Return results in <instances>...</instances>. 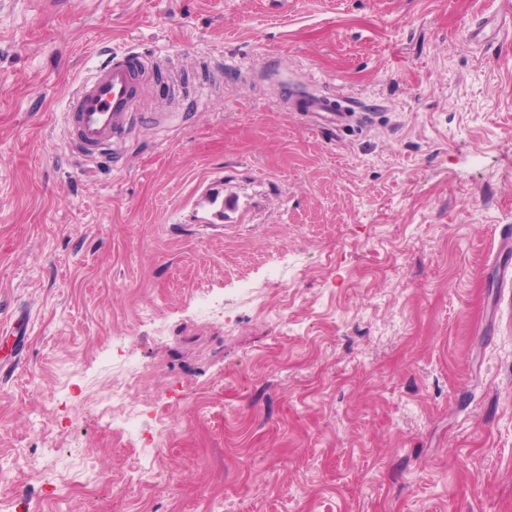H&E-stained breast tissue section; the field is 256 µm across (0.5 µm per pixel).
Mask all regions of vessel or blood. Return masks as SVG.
Returning a JSON list of instances; mask_svg holds the SVG:
<instances>
[{
    "instance_id": "vessel-or-blood-1",
    "label": "vessel or blood",
    "mask_w": 512,
    "mask_h": 512,
    "mask_svg": "<svg viewBox=\"0 0 512 512\" xmlns=\"http://www.w3.org/2000/svg\"><path fill=\"white\" fill-rule=\"evenodd\" d=\"M153 61L134 49L108 52L91 75L79 78L65 114L67 138L81 162L120 148L140 122L141 100L151 80ZM304 111L314 130L335 129L344 118L333 98L306 99Z\"/></svg>"
}]
</instances>
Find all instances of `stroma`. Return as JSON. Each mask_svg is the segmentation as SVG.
<instances>
[{
	"label": "stroma",
	"instance_id": "35a3bbf8",
	"mask_svg": "<svg viewBox=\"0 0 512 512\" xmlns=\"http://www.w3.org/2000/svg\"><path fill=\"white\" fill-rule=\"evenodd\" d=\"M511 22L512 0H0L16 512H53L60 449L108 476L67 512H512ZM112 48L154 60L160 120L77 165L68 97ZM310 95L376 109L332 139ZM127 360L150 448L98 410ZM141 466L158 485L120 486Z\"/></svg>",
	"mask_w": 512,
	"mask_h": 512
}]
</instances>
